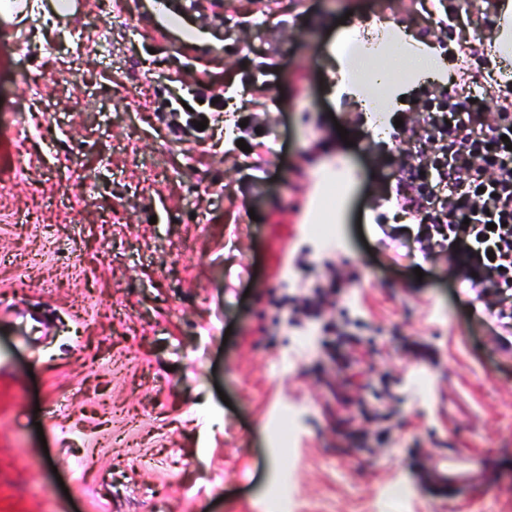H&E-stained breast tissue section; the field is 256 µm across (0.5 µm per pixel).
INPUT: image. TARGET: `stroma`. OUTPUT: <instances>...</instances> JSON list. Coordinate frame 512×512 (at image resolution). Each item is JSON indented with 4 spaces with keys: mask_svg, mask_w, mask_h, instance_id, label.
<instances>
[{
    "mask_svg": "<svg viewBox=\"0 0 512 512\" xmlns=\"http://www.w3.org/2000/svg\"><path fill=\"white\" fill-rule=\"evenodd\" d=\"M117 3L109 25L99 0L0 13V512H512V350L460 268L384 240L404 155L364 124L340 137L351 102L327 87L343 16L416 33L458 0H222L204 19L181 0L167 36L149 0ZM175 96L204 130L162 120ZM325 164L350 178L333 259L361 277L322 319L371 326L332 355L269 305L325 250L306 220ZM337 390L369 411L392 393L391 446ZM452 453L472 460L455 483Z\"/></svg>",
    "mask_w": 512,
    "mask_h": 512,
    "instance_id": "35a3bbf8",
    "label": "stroma"
}]
</instances>
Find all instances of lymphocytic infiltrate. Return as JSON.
<instances>
[{
  "mask_svg": "<svg viewBox=\"0 0 512 512\" xmlns=\"http://www.w3.org/2000/svg\"><path fill=\"white\" fill-rule=\"evenodd\" d=\"M480 75L465 55L453 83L423 88L402 132L433 146L395 181L391 194L399 214L424 216L425 231L417 238L423 260L462 264L501 336L512 337V150L502 140L512 133V84L496 97L492 125H477L460 91ZM357 278L351 271L316 284L310 297L293 304L294 322H317L330 290Z\"/></svg>",
  "mask_w": 512,
  "mask_h": 512,
  "instance_id": "1",
  "label": "lymphocytic infiltrate"
}]
</instances>
